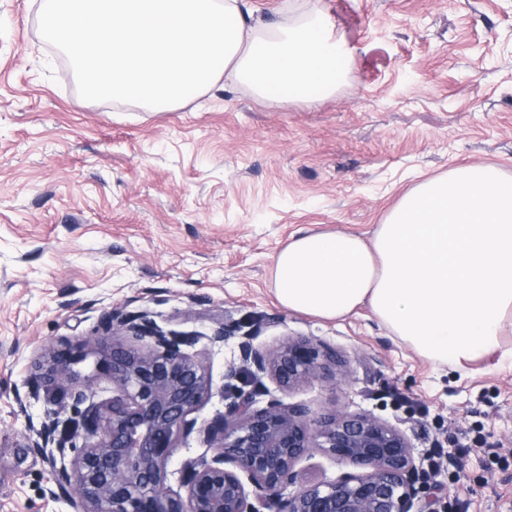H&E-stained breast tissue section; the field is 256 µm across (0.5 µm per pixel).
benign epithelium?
<instances>
[{"instance_id": "7a95c632", "label": "benign epithelium", "mask_w": 512, "mask_h": 512, "mask_svg": "<svg viewBox=\"0 0 512 512\" xmlns=\"http://www.w3.org/2000/svg\"><path fill=\"white\" fill-rule=\"evenodd\" d=\"M123 342L96 362L118 393L82 408L93 382L71 389V416H50L31 447H52L62 463L52 482L73 512H415L422 467L407 433L371 413L311 418L301 405L271 398L263 379L293 389L314 379L336 382V360L303 341L276 347L255 343L256 330L233 320L218 324L208 341L234 342L237 356L224 370V413L199 427L192 414L209 394L198 356L186 351L198 334L165 329L148 311H116L97 335L51 354L42 376L47 385L72 383V365L86 360L108 337ZM249 390H244V387ZM203 434L209 458L186 460L179 489L166 485L177 442ZM73 453L64 463L67 453ZM316 453L354 468L333 480L297 483L296 464Z\"/></svg>"}]
</instances>
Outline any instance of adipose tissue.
I'll return each mask as SVG.
<instances>
[{
	"label": "adipose tissue",
	"mask_w": 512,
	"mask_h": 512,
	"mask_svg": "<svg viewBox=\"0 0 512 512\" xmlns=\"http://www.w3.org/2000/svg\"><path fill=\"white\" fill-rule=\"evenodd\" d=\"M43 38L69 54L89 97L176 108L219 81L264 99H321L342 55L318 10L256 16L251 0H41ZM276 296L339 319L361 305L439 364L512 363V179L468 165L407 192L370 239L291 237L274 260Z\"/></svg>",
	"instance_id": "adipose-tissue-1"
}]
</instances>
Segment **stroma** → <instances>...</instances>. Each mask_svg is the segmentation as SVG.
<instances>
[{
  "label": "stroma",
  "mask_w": 512,
  "mask_h": 512,
  "mask_svg": "<svg viewBox=\"0 0 512 512\" xmlns=\"http://www.w3.org/2000/svg\"><path fill=\"white\" fill-rule=\"evenodd\" d=\"M340 42L335 93L261 103L243 85L188 92L175 109L91 98L40 35L39 0H0V512H71L29 424L68 416L41 367L112 312L151 311L200 333L193 352L224 409L233 344L306 339L346 378L268 398L311 417L370 412L408 433L426 512H512V365L417 355L369 307L336 320L282 306L274 258L298 230L371 237L414 186L468 164L512 176V0H296ZM462 469L467 492L449 491Z\"/></svg>",
  "instance_id": "stroma-1"
}]
</instances>
